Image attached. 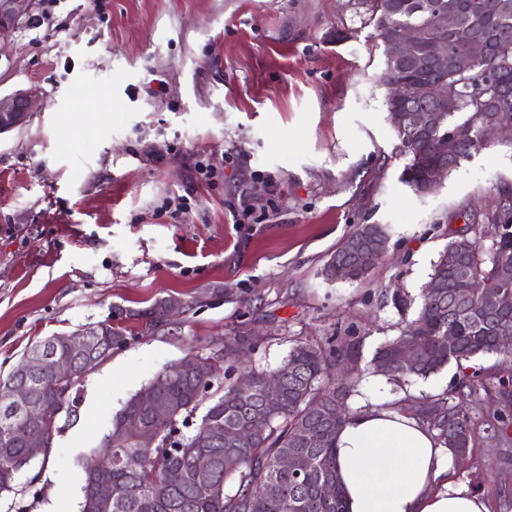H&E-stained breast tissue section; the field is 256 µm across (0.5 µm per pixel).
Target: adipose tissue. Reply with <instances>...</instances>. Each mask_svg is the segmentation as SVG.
I'll return each mask as SVG.
<instances>
[{
  "instance_id": "1",
  "label": "adipose tissue",
  "mask_w": 512,
  "mask_h": 512,
  "mask_svg": "<svg viewBox=\"0 0 512 512\" xmlns=\"http://www.w3.org/2000/svg\"><path fill=\"white\" fill-rule=\"evenodd\" d=\"M336 449L348 512H491L486 497L454 483L449 449L408 416L355 410Z\"/></svg>"
}]
</instances>
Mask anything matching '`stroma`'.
<instances>
[{"mask_svg":"<svg viewBox=\"0 0 512 512\" xmlns=\"http://www.w3.org/2000/svg\"><path fill=\"white\" fill-rule=\"evenodd\" d=\"M344 0H41L6 40L0 93L39 88L44 104L0 135V375L32 342L134 311L128 345L92 370L77 415L60 418L48 462L16 475L40 512L52 488L80 504V457L97 450L129 397L197 341L247 327L264 334L250 363L278 367L295 341L353 328L374 348L398 333L382 291L419 296L469 214L512 186V142L493 145L443 188L416 196L380 83L383 47ZM352 38L337 41L340 30ZM381 178H373L378 156ZM359 224L388 231L359 281L325 280L329 256ZM218 297L151 334L155 299ZM449 364L402 384L361 381L351 408L454 390ZM473 450L454 480L487 495L512 484V433L485 420L484 391L465 402Z\"/></svg>","mask_w":512,"mask_h":512,"instance_id":"stroma-1","label":"stroma"}]
</instances>
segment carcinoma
<instances>
[{"label": "carcinoma", "mask_w": 512, "mask_h": 512, "mask_svg": "<svg viewBox=\"0 0 512 512\" xmlns=\"http://www.w3.org/2000/svg\"><path fill=\"white\" fill-rule=\"evenodd\" d=\"M431 0H355L356 15L364 26L382 38L406 26L419 28L423 37L420 55L430 39L442 35ZM457 26L448 31V44L461 50L467 42L482 39L491 49L480 65L469 69L417 65L398 59L385 64L384 84H398L405 95L386 96L387 112L402 116L393 127L400 153L408 158L399 180L415 195L438 192L443 183L433 182L435 170L445 169L444 178L488 146L482 128L491 121H512V12L497 8L498 0H459ZM495 99L504 112L484 111L485 102ZM439 112L441 121L424 130L415 122L418 112ZM464 135L456 155L445 152L448 129ZM372 233L387 235L381 224H358L342 245L331 254L323 275L331 282L358 281L380 262L382 255L368 248ZM489 245L483 246L482 241ZM459 256L458 265L448 267V252ZM465 286L461 298L456 289ZM512 292V191L500 190L494 211L486 214L472 234L448 240L445 251L433 265L421 289V304L407 318L414 301L405 292L392 296L401 316L398 335L379 344L369 365H387L384 375L401 383L408 378L426 379L448 366L478 356L499 353L496 338L512 331V310L497 309L492 298L497 290ZM456 336L451 347L442 338ZM128 329L109 321L100 323L99 335L90 345L121 350L128 344ZM366 337L354 332L343 336L332 332L320 338L299 341L288 352L277 371L281 374L282 400L279 410L268 413L263 405V388L270 371L250 369L253 389L241 393L235 380L240 371L236 358L224 350V376L212 378L190 372L174 363L133 394L112 418V439L101 447L112 449V458L101 468L85 472L83 501L92 499L100 478L112 482V512H346L341 491L330 499L317 494L323 484L338 485L336 436L351 414L347 401L358 394L360 377L342 381L335 366L343 360L358 363L363 358ZM415 352L411 366L400 363V349ZM500 399L512 400V367L493 374ZM26 383L33 403L51 418L59 400L50 372L36 379L8 375L0 392V494H21L14 484L15 473L29 464L25 434L30 422L5 415L11 389ZM157 398L182 397L180 410L169 420L157 419L144 403L143 394ZM344 405L336 413V402ZM416 419L435 432L436 439L454 454L469 453L472 447L471 417L446 393L404 397L380 405ZM138 422L160 435L154 448H143L131 424ZM194 428L191 434L185 433ZM295 453L308 463L299 476L279 468V458ZM211 459L206 471L196 467L198 457ZM237 458L234 469L224 466L228 456Z\"/></svg>", "instance_id": "cac0c4a2"}]
</instances>
